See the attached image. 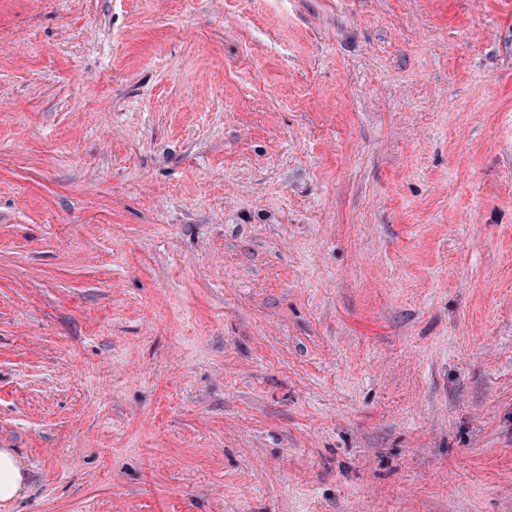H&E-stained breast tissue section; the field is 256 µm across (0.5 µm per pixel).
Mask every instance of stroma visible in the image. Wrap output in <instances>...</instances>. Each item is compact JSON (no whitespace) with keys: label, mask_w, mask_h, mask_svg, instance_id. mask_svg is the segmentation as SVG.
I'll use <instances>...</instances> for the list:
<instances>
[{"label":"stroma","mask_w":512,"mask_h":512,"mask_svg":"<svg viewBox=\"0 0 512 512\" xmlns=\"http://www.w3.org/2000/svg\"><path fill=\"white\" fill-rule=\"evenodd\" d=\"M0 512H512V0H0ZM28 488L27 476L13 448H0V501L14 502Z\"/></svg>","instance_id":"35a3bbf8"}]
</instances>
